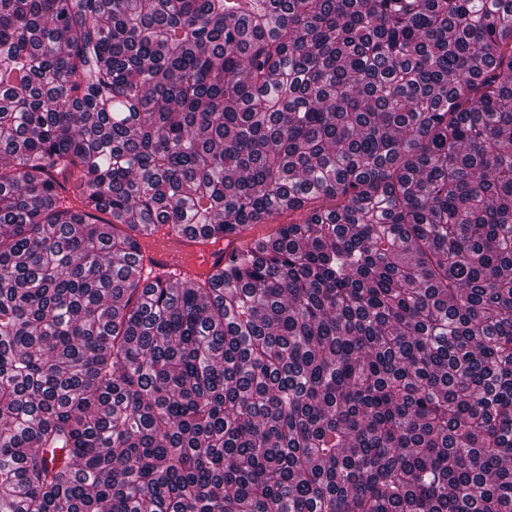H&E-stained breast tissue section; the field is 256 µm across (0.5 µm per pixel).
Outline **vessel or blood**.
Listing matches in <instances>:
<instances>
[{
	"label": "vessel or blood",
	"instance_id": "vessel-or-blood-1",
	"mask_svg": "<svg viewBox=\"0 0 512 512\" xmlns=\"http://www.w3.org/2000/svg\"><path fill=\"white\" fill-rule=\"evenodd\" d=\"M144 255L146 261L161 267L177 266L186 278L207 273L212 267L223 262L226 251L223 242H210L202 236H149Z\"/></svg>",
	"mask_w": 512,
	"mask_h": 512
}]
</instances>
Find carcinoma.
I'll return each instance as SVG.
<instances>
[{"label":"carcinoma","mask_w":512,"mask_h":512,"mask_svg":"<svg viewBox=\"0 0 512 512\" xmlns=\"http://www.w3.org/2000/svg\"><path fill=\"white\" fill-rule=\"evenodd\" d=\"M0 512H512V0H0ZM145 260L161 267L177 265L187 279L207 273L227 256L224 240L211 243L200 235L149 236L143 251Z\"/></svg>","instance_id":"obj_1"}]
</instances>
